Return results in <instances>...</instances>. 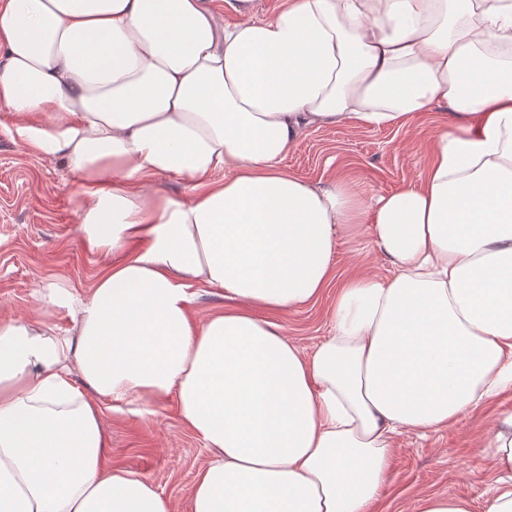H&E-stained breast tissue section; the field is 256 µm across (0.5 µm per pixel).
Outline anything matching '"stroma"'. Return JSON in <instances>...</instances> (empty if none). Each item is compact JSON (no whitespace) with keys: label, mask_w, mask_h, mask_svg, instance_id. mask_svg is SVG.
<instances>
[{"label":"stroma","mask_w":512,"mask_h":512,"mask_svg":"<svg viewBox=\"0 0 512 512\" xmlns=\"http://www.w3.org/2000/svg\"><path fill=\"white\" fill-rule=\"evenodd\" d=\"M13 118L0 110V317L38 313L35 291L55 283L88 291L100 262L78 230L79 180L58 158H36L13 138ZM435 127L361 128L352 125L312 129L284 158L283 167L311 182L344 174L367 193H387L422 173ZM338 273L356 267L389 276L388 259L365 231L342 237L333 256ZM334 293L294 310L269 314L286 338L305 352L325 340L331 326ZM494 412L485 405L464 413L439 430L404 431L392 437V468L373 512H416L427 494L467 498L473 512H486L495 474L489 460L473 450L487 434ZM109 445L105 463L145 477L182 512L196 472L210 455L182 423L176 399L132 414L104 404Z\"/></svg>","instance_id":"1"}]
</instances>
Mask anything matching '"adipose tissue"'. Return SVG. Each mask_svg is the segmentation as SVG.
I'll return each instance as SVG.
<instances>
[{"instance_id":"ef3b65f1","label":"adipose tissue","mask_w":512,"mask_h":512,"mask_svg":"<svg viewBox=\"0 0 512 512\" xmlns=\"http://www.w3.org/2000/svg\"><path fill=\"white\" fill-rule=\"evenodd\" d=\"M239 3L227 24L211 0H0V108L78 176L101 260L89 294L51 283L40 317L0 319V512H173L104 466L106 399L176 397L211 454L184 512H372L396 431L512 393V0ZM441 105L395 191L282 167L312 128ZM360 228L392 273L344 277L313 353L254 315L319 298ZM201 287L227 307L198 323ZM476 454L512 512V406Z\"/></svg>"}]
</instances>
